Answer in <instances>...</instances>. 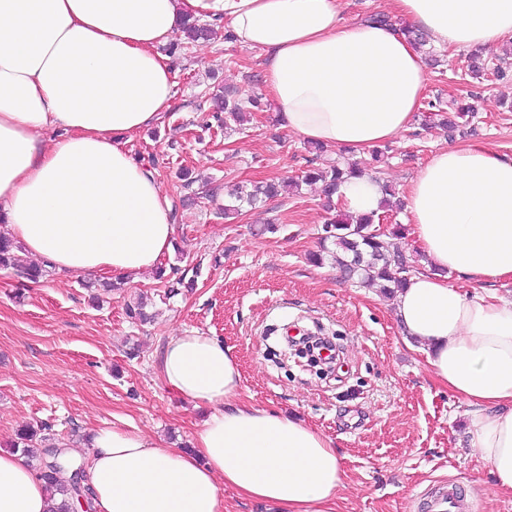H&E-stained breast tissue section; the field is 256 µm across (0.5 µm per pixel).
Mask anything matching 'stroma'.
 Listing matches in <instances>:
<instances>
[{
  "label": "stroma",
  "mask_w": 512,
  "mask_h": 512,
  "mask_svg": "<svg viewBox=\"0 0 512 512\" xmlns=\"http://www.w3.org/2000/svg\"><path fill=\"white\" fill-rule=\"evenodd\" d=\"M211 27L213 38L182 42L172 57L171 110L127 144L170 201L176 239L160 263L195 286L169 298L150 271L140 283L100 291L95 303L81 274L52 271L33 283L0 268V450H13L20 429L42 422L48 446L66 441L81 453V434L112 425L191 442L206 412L166 389L155 357L168 336L195 329L233 347L244 399L304 419L332 439L347 478L331 512H427L425 494L443 478L461 489L467 512H512V496L495 491L489 466L461 444L463 403L402 342L390 297L343 278L332 259L310 262L332 217L318 187L225 217L234 186L249 189L350 157L329 147L309 153L307 141L282 129L272 101L245 125L218 126L214 94L224 86L243 100L265 92V54L225 41L224 23ZM420 52L425 103L380 166L381 181L399 195L449 143L512 155V79L465 76V48L429 41ZM451 96L481 104L452 137L430 122L428 107ZM183 169L192 171V185L179 179ZM139 297L154 316L146 324L125 312ZM289 324L331 337L338 360L328 375L283 363L281 330Z\"/></svg>",
  "instance_id": "1"
}]
</instances>
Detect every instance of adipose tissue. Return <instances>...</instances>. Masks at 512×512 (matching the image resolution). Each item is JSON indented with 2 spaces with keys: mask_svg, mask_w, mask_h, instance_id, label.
<instances>
[{
  "mask_svg": "<svg viewBox=\"0 0 512 512\" xmlns=\"http://www.w3.org/2000/svg\"><path fill=\"white\" fill-rule=\"evenodd\" d=\"M398 22L344 20L338 0H0V233L64 274L139 282L170 252L176 226L154 171L128 136L172 106L162 51L183 20L225 21L267 54L265 83L282 124L359 157L407 131L421 106L422 56L402 25L445 48L512 40V0H394ZM358 216L379 211L371 177L338 194ZM408 236L423 254L394 300L403 341L466 406L465 444L512 493V155L450 145L405 190ZM164 385L207 416L191 448L119 426L92 431L84 479L96 512H224L222 486L279 507L325 512L344 486L330 438L245 401L222 339L169 336ZM44 481L0 452V512H49Z\"/></svg>",
  "mask_w": 512,
  "mask_h": 512,
  "instance_id": "ef3b65f1",
  "label": "adipose tissue"
}]
</instances>
